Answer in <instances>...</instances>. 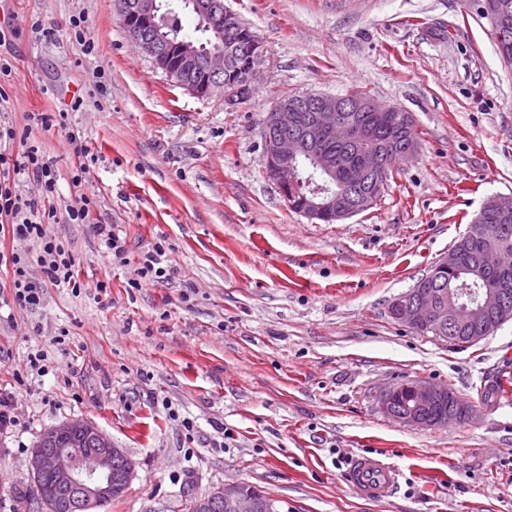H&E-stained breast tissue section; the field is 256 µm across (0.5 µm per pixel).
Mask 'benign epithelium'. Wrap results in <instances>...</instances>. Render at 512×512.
<instances>
[{"mask_svg": "<svg viewBox=\"0 0 512 512\" xmlns=\"http://www.w3.org/2000/svg\"><path fill=\"white\" fill-rule=\"evenodd\" d=\"M190 7L201 21L213 25L214 46L206 51L194 41H173L158 31L157 0H117V12L130 43L152 59L178 86L200 98L224 88V73L246 52L259 54L260 43L241 42L234 13L220 0H190ZM481 13L489 21L502 57L512 58V0H481ZM411 123L407 113L372 99L303 94L276 102L263 120V135L270 145L265 159L266 175L284 200L292 199L289 187L297 184L298 161L304 154L328 178L337 180L338 191L318 184L300 214L313 221L338 223L373 207L385 161L381 155L363 151L333 157L318 149L327 137L340 133L348 140L362 141L385 128ZM391 317L425 334L433 333L439 343L471 346L511 319L506 311V291L502 288L449 289L438 294L426 286L403 293L391 302ZM474 328L469 336H450L448 319ZM405 392L413 404L400 407L398 395ZM448 400L454 406L438 415L430 410ZM381 411L408 426L444 427L469 415L470 405L448 393V387L424 379H411L382 390L378 397ZM74 434L84 435L90 447L69 450L62 443ZM28 468L33 493L41 503L69 498L72 512H95L125 493L135 477L136 464L123 448L117 447L101 430L82 418H75L46 429L30 452ZM190 512H292L288 502L246 484H224L204 497H193Z\"/></svg>", "mask_w": 512, "mask_h": 512, "instance_id": "1", "label": "benign epithelium"}]
</instances>
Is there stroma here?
<instances>
[{
	"label": "stroma",
	"mask_w": 512,
	"mask_h": 512,
	"mask_svg": "<svg viewBox=\"0 0 512 512\" xmlns=\"http://www.w3.org/2000/svg\"><path fill=\"white\" fill-rule=\"evenodd\" d=\"M224 3L261 41L244 99L174 85L131 46L114 0L10 2L18 34L0 55L14 65L5 89L16 124L59 111L104 75L106 108L87 99L70 123L98 156L97 218L125 239L129 262L112 266L87 225H54L80 280L108 282L107 292L51 286L40 309L0 308V390L18 397L16 426L0 431V512H37L30 451L73 418L136 463L103 512H187L190 497L228 483L294 512H512V401L482 396L496 376L512 377V321L453 349L389 314L488 196L512 193V67L478 0ZM80 12L96 43L89 56L67 33ZM35 19L49 37L32 33ZM354 88L412 116L417 153L371 209L308 220L265 175L263 119L279 99ZM31 137L73 199L64 131ZM157 243L174 280L132 287L141 252ZM37 349L50 354L48 374L21 379ZM413 378L452 385L473 417L433 429L387 417L378 394ZM359 454L399 470L391 497L350 490Z\"/></svg>",
	"instance_id": "obj_1"
}]
</instances>
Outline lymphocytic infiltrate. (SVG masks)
Returning a JSON list of instances; mask_svg holds the SVG:
<instances>
[{
    "mask_svg": "<svg viewBox=\"0 0 512 512\" xmlns=\"http://www.w3.org/2000/svg\"><path fill=\"white\" fill-rule=\"evenodd\" d=\"M84 103L82 96L72 98L69 110L50 116L42 112L26 113L24 128H17L8 115H0V238L8 236L31 243V251L7 254L0 250V266L10 269L9 296L13 306L36 309L43 305L46 286L71 289L74 295L102 293L107 283L88 285L76 273V260L66 243L52 231V224L89 225L92 233L102 240L112 264H125L126 247L111 225L99 223L93 212L98 206V195L90 177V166L96 156L84 134L68 124L70 111ZM50 129L57 126L66 130L75 163L71 184L79 192L73 202H62L58 192L59 172L46 158L39 143L31 141L33 127ZM35 191H28V184ZM38 266L42 281L30 277L31 266Z\"/></svg>",
    "mask_w": 512,
    "mask_h": 512,
    "instance_id": "f902f5d3",
    "label": "lymphocytic infiltrate"
}]
</instances>
